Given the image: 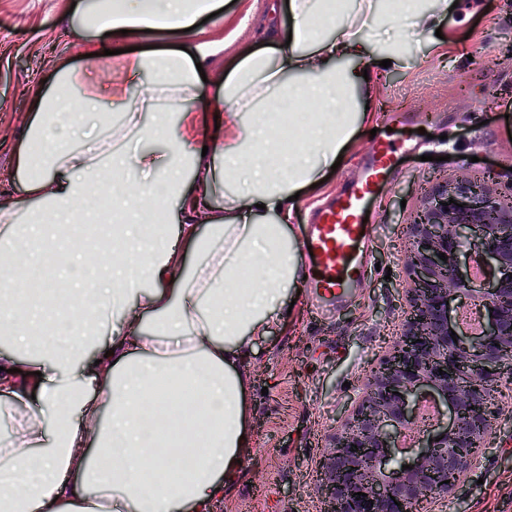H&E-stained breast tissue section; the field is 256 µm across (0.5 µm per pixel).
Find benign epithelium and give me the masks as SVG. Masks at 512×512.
Wrapping results in <instances>:
<instances>
[{"label":"benign epithelium","instance_id":"1","mask_svg":"<svg viewBox=\"0 0 512 512\" xmlns=\"http://www.w3.org/2000/svg\"><path fill=\"white\" fill-rule=\"evenodd\" d=\"M498 178L438 182L407 218L404 317L318 464L321 512H426L484 457L512 381V190L497 191ZM465 304L480 312L476 334L458 319ZM426 401L435 419L416 435Z\"/></svg>","mask_w":512,"mask_h":512}]
</instances>
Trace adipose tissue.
I'll use <instances>...</instances> for the list:
<instances>
[{
    "label": "adipose tissue",
    "instance_id": "1",
    "mask_svg": "<svg viewBox=\"0 0 512 512\" xmlns=\"http://www.w3.org/2000/svg\"><path fill=\"white\" fill-rule=\"evenodd\" d=\"M453 3L289 0L273 49L213 83L198 68L223 43L189 41L124 56L93 91L71 66L29 88L15 186L0 197V266L19 282L0 295L14 346L0 353V417L17 421L0 440V512H212L233 492L253 448L252 345L303 282L291 198L352 141L382 59L434 35ZM196 17L188 0H81L68 15L93 65L129 36ZM131 134L165 147L127 151ZM134 171L151 176L146 195L130 188ZM106 206L128 217L112 228L111 260L73 265L68 224ZM34 282L38 293L20 291ZM93 336L104 356L91 369ZM25 344L38 360L18 357ZM29 390L36 403L19 410Z\"/></svg>",
    "mask_w": 512,
    "mask_h": 512
}]
</instances>
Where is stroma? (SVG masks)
<instances>
[{
  "mask_svg": "<svg viewBox=\"0 0 512 512\" xmlns=\"http://www.w3.org/2000/svg\"><path fill=\"white\" fill-rule=\"evenodd\" d=\"M66 0H0V170L22 131L27 89L54 67L96 70L82 58L83 40L64 19ZM286 0H223L198 25V41L220 40L223 52L206 70L216 80L244 50L268 48L273 25L287 22ZM447 41L409 42L400 65L326 182L304 188L288 226L301 239L316 204L350 189L373 141L391 146L396 170L378 193L377 227L363 283L331 317L313 313L308 288L289 290L287 323H272L251 354L248 410L253 433L245 477L215 512H319L315 477L329 438L354 407L362 377L391 346L405 307L401 262L404 225L421 190L479 170L480 160L512 189V0H459L442 21ZM443 512H512V419L501 418L480 464Z\"/></svg>",
  "mask_w": 512,
  "mask_h": 512,
  "instance_id": "35a3bbf8",
  "label": "stroma"
}]
</instances>
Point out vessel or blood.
I'll return each instance as SVG.
<instances>
[{
	"instance_id": "vessel-or-blood-1",
	"label": "vessel or blood",
	"mask_w": 512,
	"mask_h": 512,
	"mask_svg": "<svg viewBox=\"0 0 512 512\" xmlns=\"http://www.w3.org/2000/svg\"><path fill=\"white\" fill-rule=\"evenodd\" d=\"M394 165L393 150L377 145L362 179L334 204L319 209L307 225L304 243L311 252L304 261L312 299L322 306L341 303L350 288L364 279L376 234L365 217Z\"/></svg>"
}]
</instances>
